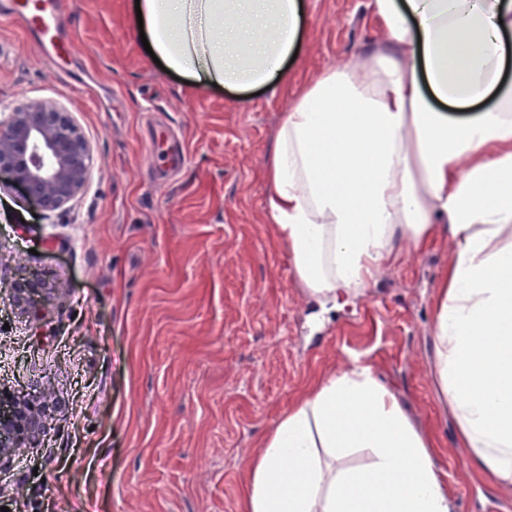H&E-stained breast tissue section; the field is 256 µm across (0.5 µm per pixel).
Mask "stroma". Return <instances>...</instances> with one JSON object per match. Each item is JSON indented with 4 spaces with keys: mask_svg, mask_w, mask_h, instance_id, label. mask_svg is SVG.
Masks as SVG:
<instances>
[{
    "mask_svg": "<svg viewBox=\"0 0 512 512\" xmlns=\"http://www.w3.org/2000/svg\"><path fill=\"white\" fill-rule=\"evenodd\" d=\"M131 2L60 0L69 85L22 21L0 23V103L55 100L93 154L89 187L66 211L0 189V388L52 414L44 447L0 470V508L243 512L266 437L360 359L427 441L455 512L469 501L512 512V487L464 466L433 374L447 238L401 242L371 288L322 303L265 209L266 164L298 94L388 47L368 0H302L295 60L276 86L243 91L159 67ZM34 270L59 288L37 325L10 292ZM371 308L380 319L362 324Z\"/></svg>",
    "mask_w": 512,
    "mask_h": 512,
    "instance_id": "1",
    "label": "stroma"
}]
</instances>
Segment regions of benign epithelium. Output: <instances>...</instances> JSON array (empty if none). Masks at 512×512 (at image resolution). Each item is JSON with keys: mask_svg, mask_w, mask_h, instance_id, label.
<instances>
[{"mask_svg": "<svg viewBox=\"0 0 512 512\" xmlns=\"http://www.w3.org/2000/svg\"><path fill=\"white\" fill-rule=\"evenodd\" d=\"M91 147L70 113L50 98L0 107V177L25 198L54 213L66 209L88 185ZM44 274L11 285L34 321L46 299ZM51 414L35 399L19 400L0 390V467L25 448H37L50 430Z\"/></svg>", "mask_w": 512, "mask_h": 512, "instance_id": "benign-epithelium-1", "label": "benign epithelium"}]
</instances>
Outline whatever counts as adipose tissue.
Listing matches in <instances>:
<instances>
[{
	"label": "adipose tissue",
	"mask_w": 512,
	"mask_h": 512,
	"mask_svg": "<svg viewBox=\"0 0 512 512\" xmlns=\"http://www.w3.org/2000/svg\"><path fill=\"white\" fill-rule=\"evenodd\" d=\"M156 56L199 87L276 85L300 0H140ZM397 53L303 89L269 158L265 207L317 299L370 287L400 241L451 245L434 371L465 464L512 485V0H370ZM473 115L453 119L434 102ZM366 465H346L357 449ZM290 469H282V461ZM245 512H451L423 436L371 366L302 395L252 467Z\"/></svg>",
	"instance_id": "adipose-tissue-1"
}]
</instances>
